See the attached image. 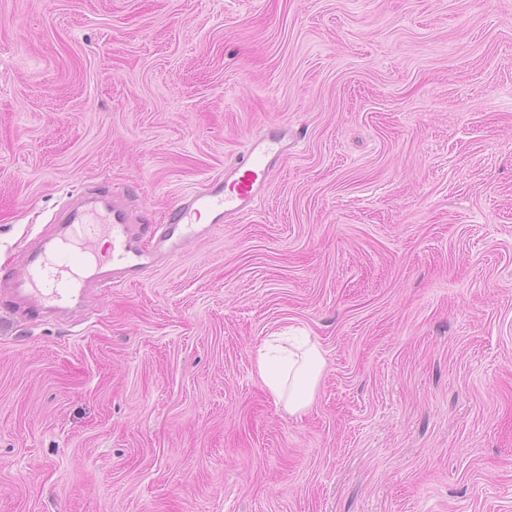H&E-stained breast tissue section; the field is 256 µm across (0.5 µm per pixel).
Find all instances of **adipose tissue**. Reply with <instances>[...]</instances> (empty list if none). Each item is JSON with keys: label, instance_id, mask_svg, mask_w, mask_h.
Returning a JSON list of instances; mask_svg holds the SVG:
<instances>
[{"label": "adipose tissue", "instance_id": "ef3b65f1", "mask_svg": "<svg viewBox=\"0 0 512 512\" xmlns=\"http://www.w3.org/2000/svg\"><path fill=\"white\" fill-rule=\"evenodd\" d=\"M324 367L315 346L302 352L264 343L258 350L257 372L271 394L297 413L312 401Z\"/></svg>", "mask_w": 512, "mask_h": 512}]
</instances>
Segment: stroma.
Instances as JSON below:
<instances>
[{
	"mask_svg": "<svg viewBox=\"0 0 512 512\" xmlns=\"http://www.w3.org/2000/svg\"><path fill=\"white\" fill-rule=\"evenodd\" d=\"M272 124L256 211L89 317L0 302V512H512V0H0V276ZM275 334L325 361L297 414ZM324 367L320 351L309 345L301 354L268 340L258 350L257 372L278 401L297 413L312 401Z\"/></svg>",
	"mask_w": 512,
	"mask_h": 512,
	"instance_id": "35a3bbf8",
	"label": "stroma"
}]
</instances>
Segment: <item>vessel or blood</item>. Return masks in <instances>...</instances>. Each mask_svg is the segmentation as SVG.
I'll list each match as a JSON object with an SVG mask.
<instances>
[{
	"label": "vessel or blood",
	"instance_id": "1",
	"mask_svg": "<svg viewBox=\"0 0 512 512\" xmlns=\"http://www.w3.org/2000/svg\"><path fill=\"white\" fill-rule=\"evenodd\" d=\"M293 142L284 125L257 134L223 177L170 206L163 222L152 225L146 246L138 243L136 227L121 202L98 189L78 195L42 244L25 256L17 282L23 299L33 310L63 312L74 304L87 306L92 288L110 287L117 278L136 280L162 258L203 238L212 225L234 223L253 211L276 163L287 157ZM102 236L110 242L105 256L96 248Z\"/></svg>",
	"mask_w": 512,
	"mask_h": 512
}]
</instances>
